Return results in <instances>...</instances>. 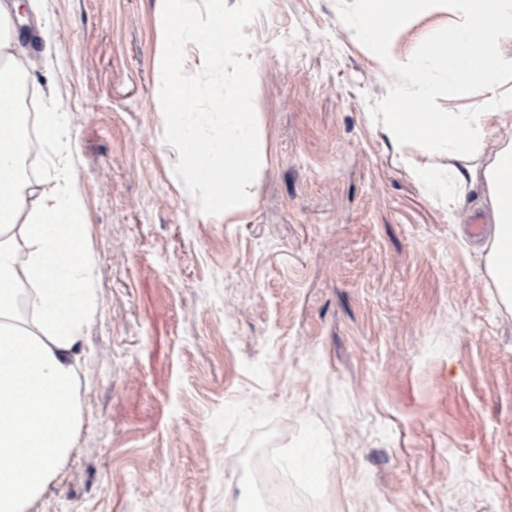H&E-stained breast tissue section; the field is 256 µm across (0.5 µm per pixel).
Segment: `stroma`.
I'll return each mask as SVG.
<instances>
[{
	"instance_id": "stroma-1",
	"label": "stroma",
	"mask_w": 512,
	"mask_h": 512,
	"mask_svg": "<svg viewBox=\"0 0 512 512\" xmlns=\"http://www.w3.org/2000/svg\"><path fill=\"white\" fill-rule=\"evenodd\" d=\"M415 17L386 63L357 0H267L244 32L260 168L200 211L157 111V0H36L11 21L37 112L68 114L96 314L74 448L28 512H262L263 454L308 512H512V309L453 161L396 149L394 96L471 108ZM441 174L419 181L402 155Z\"/></svg>"
}]
</instances>
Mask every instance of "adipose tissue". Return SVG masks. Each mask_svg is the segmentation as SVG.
I'll list each match as a JSON object with an SVG mask.
<instances>
[{
    "label": "adipose tissue",
    "mask_w": 512,
    "mask_h": 512,
    "mask_svg": "<svg viewBox=\"0 0 512 512\" xmlns=\"http://www.w3.org/2000/svg\"><path fill=\"white\" fill-rule=\"evenodd\" d=\"M446 0H358L365 32L390 44L413 16ZM465 20L429 53L474 100L472 109L408 113L392 109L385 128L396 145L415 141L459 158L450 183L481 196L491 224L485 272L497 304L512 306V140L486 152L490 129L512 111V0H464ZM0 30V512H27L57 475L80 424L76 349L95 314L91 257L84 246L82 204L64 159L48 175L50 190H31L20 162L33 148L59 141L67 115L43 113L30 136L16 105L19 70ZM28 282L20 291L19 282Z\"/></svg>",
    "instance_id": "adipose-tissue-1"
}]
</instances>
